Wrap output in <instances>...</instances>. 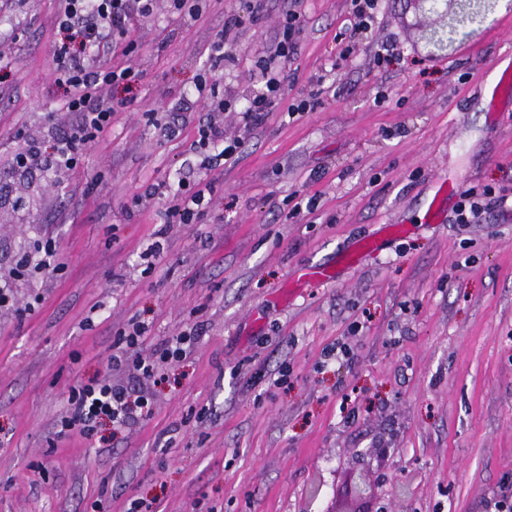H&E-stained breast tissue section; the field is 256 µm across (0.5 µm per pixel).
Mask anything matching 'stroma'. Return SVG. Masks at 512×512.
Wrapping results in <instances>:
<instances>
[{
    "mask_svg": "<svg viewBox=\"0 0 512 512\" xmlns=\"http://www.w3.org/2000/svg\"><path fill=\"white\" fill-rule=\"evenodd\" d=\"M288 6L264 0L253 19L240 0H202L188 21L154 0L113 58L132 82L100 90L120 107L111 129L75 169L25 175L16 151L72 122L51 53L60 0H0V277L34 305L0 308V512H344L353 471L387 512L512 502V208L453 221L460 194L512 197V100L490 104L512 9L429 57L438 18L413 0H378L356 35L349 0H300L283 103L244 126ZM223 28L224 136L241 146L208 170L195 140L209 114L183 104ZM180 183L205 192L197 223H164L144 197ZM367 237L378 249L343 263ZM48 242L57 277L14 276ZM325 265L334 279L302 280ZM181 335L182 357L161 361ZM339 342L350 358L326 359ZM138 356L160 360L154 377ZM77 376L131 386L151 411L93 441L63 433Z\"/></svg>",
    "mask_w": 512,
    "mask_h": 512,
    "instance_id": "35a3bbf8",
    "label": "stroma"
}]
</instances>
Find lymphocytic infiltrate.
I'll list each match as a JSON object with an SVG mask.
<instances>
[{"label":"lymphocytic infiltrate","mask_w":512,"mask_h":512,"mask_svg":"<svg viewBox=\"0 0 512 512\" xmlns=\"http://www.w3.org/2000/svg\"><path fill=\"white\" fill-rule=\"evenodd\" d=\"M153 0H61L57 26L63 39L53 46V59L58 83L67 86L71 94L66 109L73 116L69 131L55 139L50 154L35 148H20L15 160L22 169L38 170L51 167L70 170L94 140L112 126L114 104L98 94L100 85L127 82L132 78L129 69L102 65L104 55L115 52L120 41L127 38L134 19L149 14ZM301 30V15L291 10L285 16L283 39L275 52L279 65L264 61L260 68L262 92L254 98L243 118L258 122L264 112L274 107L281 96L282 62L287 61L295 49L293 37ZM201 85L210 89L209 94L199 95L198 101L211 119L197 130L199 147L219 148L220 156L231 159L240 146L239 141L225 140L222 115L224 98L215 92L216 80L212 72H205ZM164 221L168 224H192L206 210L204 191L193 193L170 189L162 194ZM149 410L143 396L129 388L117 386L103 379L96 382L76 381L73 386L68 429L77 431L83 438H91L102 420H109L121 428L134 422Z\"/></svg>","instance_id":"lymphocytic-infiltrate-1"}]
</instances>
